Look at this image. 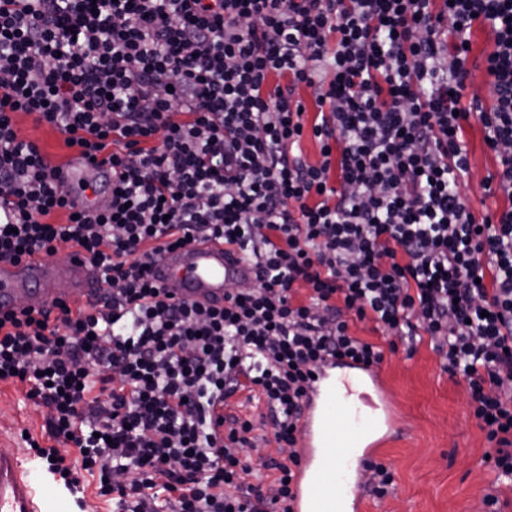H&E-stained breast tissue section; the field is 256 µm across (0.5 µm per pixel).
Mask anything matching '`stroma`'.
Wrapping results in <instances>:
<instances>
[{"mask_svg":"<svg viewBox=\"0 0 512 512\" xmlns=\"http://www.w3.org/2000/svg\"><path fill=\"white\" fill-rule=\"evenodd\" d=\"M14 121L19 135L37 143L51 162H65L70 150L61 133L22 113ZM464 140L470 159L466 192L473 210L507 206L503 195L485 192L498 162L478 122L466 125ZM379 370L410 432L383 448L379 459L391 466L395 487L384 499H369L367 512H482L481 497L494 475L482 463L488 443L467 414L465 385L441 371L439 356L426 344L410 357L401 350L386 353ZM26 391L18 382L0 383V451L22 447L21 432L37 439L45 435L46 410L28 400Z\"/></svg>","mask_w":512,"mask_h":512,"instance_id":"stroma-1","label":"stroma"}]
</instances>
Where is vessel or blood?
Instances as JSON below:
<instances>
[{"label":"vessel or blood","instance_id":"obj_1","mask_svg":"<svg viewBox=\"0 0 512 512\" xmlns=\"http://www.w3.org/2000/svg\"><path fill=\"white\" fill-rule=\"evenodd\" d=\"M80 153L70 159L69 181L99 180ZM249 263L228 257L217 241L192 242L164 251L151 276L176 298L204 305L224 303V284L251 277ZM100 296L96 269L80 255L40 257L0 264V309L25 303L36 310L58 301L90 306ZM328 360L316 371L299 423L292 512H364V466L400 431L378 370L349 366L336 373ZM38 481L20 450L0 452V512H40Z\"/></svg>","mask_w":512,"mask_h":512}]
</instances>
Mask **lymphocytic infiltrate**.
<instances>
[{
  "label": "lymphocytic infiltrate",
  "mask_w": 512,
  "mask_h": 512,
  "mask_svg": "<svg viewBox=\"0 0 512 512\" xmlns=\"http://www.w3.org/2000/svg\"><path fill=\"white\" fill-rule=\"evenodd\" d=\"M477 27L495 35L488 105L466 96ZM18 112L112 170L104 204L73 209ZM473 118L509 201L479 216L461 182ZM196 235L254 266L223 307L150 277ZM63 246L98 269L104 302L0 312V380L48 409L47 444L26 443L81 510L90 478L112 512H292L309 382L329 357L382 363L350 332L367 320L429 338L465 383L496 473L483 512H503L512 0H0V262ZM242 390L284 457L227 413Z\"/></svg>",
  "instance_id": "obj_1"
}]
</instances>
